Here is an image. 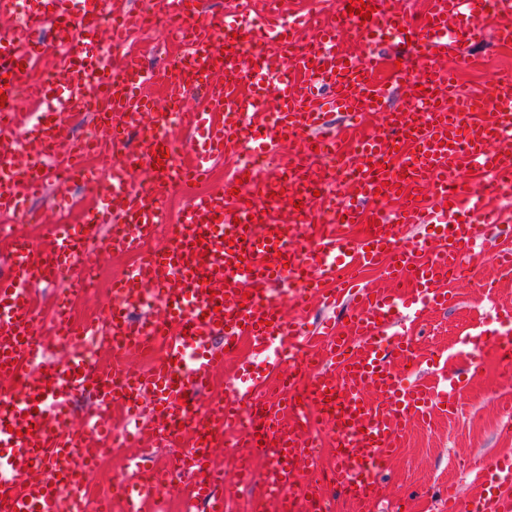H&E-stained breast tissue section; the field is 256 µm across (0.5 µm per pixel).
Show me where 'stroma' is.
Returning a JSON list of instances; mask_svg holds the SVG:
<instances>
[{
  "label": "stroma",
  "instance_id": "obj_1",
  "mask_svg": "<svg viewBox=\"0 0 512 512\" xmlns=\"http://www.w3.org/2000/svg\"><path fill=\"white\" fill-rule=\"evenodd\" d=\"M458 80L467 90L479 89L512 66V45L484 40L470 48L458 62ZM240 162L230 156L214 169L208 180L182 184L166 200L169 221H176L181 210L197 194L219 189ZM492 206L496 223L487 225L483 239L466 251L479 280L451 282L457 295L454 305L431 311L418 322L401 318V325H412L416 348L415 380L435 384L440 372L459 379L457 404L452 411L435 412L427 422L408 421L397 442L395 456L379 477L377 500L362 507L336 496L330 499L331 512H391L398 501H405L408 512H444L449 494L461 502L479 493L483 465L492 458L512 456V437L503 433L512 420V380L501 375L494 351H486L479 363H472L468 348L459 345L463 336L474 335L491 326L498 308L512 306V271L493 262L496 250L512 247V195L496 194ZM227 445L213 450V459L224 470V512H253L259 496V476L266 462L253 464L254 481L238 485L232 442L235 432L227 433Z\"/></svg>",
  "mask_w": 512,
  "mask_h": 512
}]
</instances>
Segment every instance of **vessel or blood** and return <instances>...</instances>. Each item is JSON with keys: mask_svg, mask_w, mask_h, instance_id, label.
Listing matches in <instances>:
<instances>
[{"mask_svg": "<svg viewBox=\"0 0 512 512\" xmlns=\"http://www.w3.org/2000/svg\"><path fill=\"white\" fill-rule=\"evenodd\" d=\"M370 19L349 15V0H336V20L318 23L293 14L285 0H242L224 15L221 29L196 20V6L166 0L172 32L190 39L177 65L165 73V109H156L140 84L150 73L130 59L112 67L100 49L104 16L113 13L109 38L127 40L136 10L114 11L112 0H0V237L15 245L0 255V512H63L83 493L81 471L112 436L167 444L171 427L183 425L191 444L172 460V470L193 477V505L224 512L218 490L224 473L212 467L211 449L225 427L237 424L242 403L254 409L237 455L242 481L253 479L252 462L269 466L261 483V503L277 512H299L323 501L326 489L357 503L379 496L377 470L395 450L406 420L429 419L453 403L456 383L441 376L431 387L406 383L395 360H414L411 332L395 327L401 311L413 314L447 307L454 299L448 280L468 277L462 263L467 244L477 241L493 213L484 195L458 189L449 178L473 169L485 172L497 191L512 193V84L497 80L460 96L453 74L440 63L462 56L481 34L485 14L500 17L492 37L512 41V0H429L425 20L405 25L395 0H366ZM312 28L309 45L298 32ZM52 29L51 43L38 41ZM387 41L409 49L401 70L388 80L374 79L381 60L355 53L342 41ZM221 38L223 50L212 47ZM58 55L66 67L60 80L30 83L29 70ZM274 85L276 109L265 103ZM412 90L410 103L389 109L399 86ZM205 91L204 106L184 121L191 134L192 160L183 162L169 136V115L181 111L190 88ZM34 111L19 108L21 98ZM86 114L94 135L89 148L103 157L120 156L108 170L83 167L67 131L66 115ZM344 113L353 123L384 113L381 133L364 140L342 200L320 194L325 172L310 168L308 156L334 161L336 137L324 133L325 116ZM296 145L279 174L250 173L246 191L232 195L235 179L221 191L195 197L184 209L173 237L144 255L112 281V300L101 318L72 321L70 300L81 295L87 270L98 267L99 239L117 254L139 248L165 220L164 199L177 182L198 180L224 154L245 147L279 153ZM166 153L154 162L157 149ZM150 169L147 185L134 186V166ZM70 169L87 186L106 185L82 223L51 225L43 241L17 237L13 222L26 213L35 195L53 194L60 168ZM432 205L423 208L421 200ZM295 208H288V201ZM369 223L358 239L342 234L343 220ZM426 224L432 233L408 243L403 229ZM387 262L391 285L370 290L358 282L359 270ZM64 281L52 307V336L38 335L36 287ZM285 282L296 305L311 300L344 307L347 330L324 325L326 359H286L304 331L287 318L271 287ZM227 297L213 305L211 291ZM246 336L261 364L240 365L233 396L195 414L184 392L203 389L222 371L224 347ZM96 349L163 353L146 370L103 367L88 362L86 345ZM473 358L494 350L512 377V341L485 329L470 339ZM282 379L268 372L280 361ZM93 398L96 408L81 427L69 425L75 395ZM123 403L127 426L116 429L107 409ZM331 421L340 450L334 451L329 483L300 482V461H315L308 428L311 412ZM33 472H26L29 462ZM491 478L471 500L473 512H512V458L490 465ZM157 492L156 485L129 483L128 512Z\"/></svg>", "mask_w": 512, "mask_h": 512, "instance_id": "vessel-or-blood-1", "label": "vessel or blood"}]
</instances>
